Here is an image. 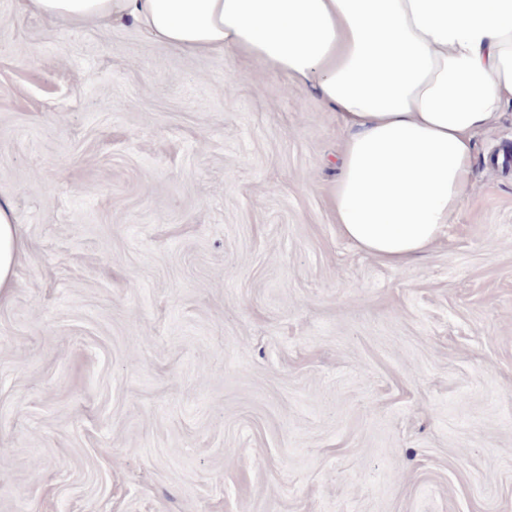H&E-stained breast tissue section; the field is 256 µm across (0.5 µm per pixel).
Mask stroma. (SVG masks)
Listing matches in <instances>:
<instances>
[{
  "label": "stroma",
  "instance_id": "obj_1",
  "mask_svg": "<svg viewBox=\"0 0 512 512\" xmlns=\"http://www.w3.org/2000/svg\"><path fill=\"white\" fill-rule=\"evenodd\" d=\"M338 144L233 53L0 0V512H512V105L400 268ZM24 249L25 241L15 224L12 208L0 203V298L14 287V270Z\"/></svg>",
  "mask_w": 512,
  "mask_h": 512
}]
</instances>
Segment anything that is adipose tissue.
<instances>
[{"mask_svg": "<svg viewBox=\"0 0 512 512\" xmlns=\"http://www.w3.org/2000/svg\"><path fill=\"white\" fill-rule=\"evenodd\" d=\"M49 21L130 23L189 54L232 52L310 87L344 133L331 208L399 267L444 238L476 138L512 103V0H24ZM25 241L0 203V298Z\"/></svg>", "mask_w": 512, "mask_h": 512, "instance_id": "obj_1", "label": "adipose tissue"}]
</instances>
